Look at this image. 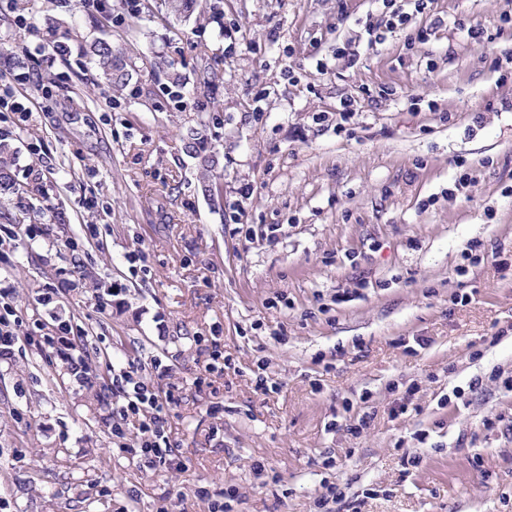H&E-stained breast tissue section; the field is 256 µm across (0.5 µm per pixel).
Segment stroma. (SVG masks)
Here are the masks:
<instances>
[{
  "instance_id": "obj_1",
  "label": "stroma",
  "mask_w": 512,
  "mask_h": 512,
  "mask_svg": "<svg viewBox=\"0 0 512 512\" xmlns=\"http://www.w3.org/2000/svg\"><path fill=\"white\" fill-rule=\"evenodd\" d=\"M108 2L97 27L77 0H0V73L46 85L15 95L0 126L26 187L0 211L25 201L49 226L0 245V279L25 323L89 328L101 376L134 366L184 387L177 456L139 465L111 434V392L25 343L0 360V512H208L203 484L235 487L232 512H319L327 482L349 512H512L505 0H434L373 48L381 0H202L187 17ZM96 37L124 61L122 91L80 54ZM54 39L67 59L43 52ZM206 66L224 74L209 90ZM200 121L216 204L182 141ZM63 268L76 290L61 291ZM115 283L98 309L95 288ZM46 288L61 291L56 309L38 303ZM214 338L224 368L210 373Z\"/></svg>"
}]
</instances>
